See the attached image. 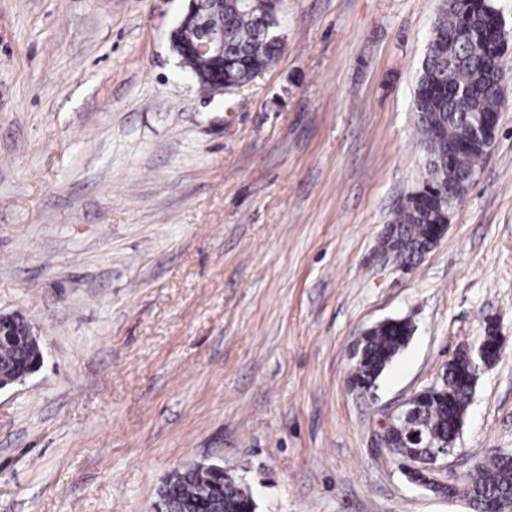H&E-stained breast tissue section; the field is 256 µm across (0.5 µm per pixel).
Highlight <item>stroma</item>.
Segmentation results:
<instances>
[{"label": "stroma", "instance_id": "1", "mask_svg": "<svg viewBox=\"0 0 512 512\" xmlns=\"http://www.w3.org/2000/svg\"><path fill=\"white\" fill-rule=\"evenodd\" d=\"M188 0H0V314L43 365L0 390V512H151L218 462L256 512H471L379 421L488 324L454 451L512 453V49L490 156L413 271L379 242L426 177L413 89L439 0H282L284 48L203 93ZM415 333L370 394L362 332Z\"/></svg>", "mask_w": 512, "mask_h": 512}]
</instances>
